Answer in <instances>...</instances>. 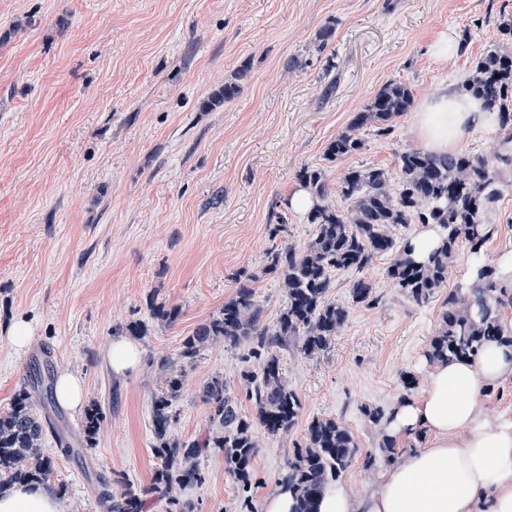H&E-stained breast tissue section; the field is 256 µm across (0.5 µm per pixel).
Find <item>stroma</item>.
Wrapping results in <instances>:
<instances>
[{"mask_svg":"<svg viewBox=\"0 0 512 512\" xmlns=\"http://www.w3.org/2000/svg\"><path fill=\"white\" fill-rule=\"evenodd\" d=\"M502 15H512V0H0V410L45 355L104 407L81 462L56 439H79L81 412L50 414L56 429L43 446L69 512H100L96 474L150 483L155 365L220 310L239 274L253 275L264 323L276 321L286 299L268 253L315 236L289 205L300 168H324L333 184L375 165L397 189L398 156L417 145L410 115L389 137L366 134L358 154L327 161L328 143L388 81L408 84L419 102L441 85L461 86L486 49L503 43ZM451 29L466 50L434 62L432 42ZM243 67L250 73L238 95L202 111L201 100ZM498 187L487 215L493 266L512 251L511 165L499 167ZM388 265L380 257L364 268L378 304L351 305L329 348L281 350L283 377L303 408L290 434L256 429L250 493L220 453L209 454L199 461L201 482L181 492L194 512H246L248 497L261 506L311 418L338 419L362 450L373 448L361 408L391 407L405 393L403 374L427 379L424 351L443 300H408ZM154 302L179 306V320L157 325ZM20 320L34 336L22 352L10 340ZM133 321L147 327L141 363L118 377L105 356ZM241 355L216 343L187 368L175 435L206 426L202 388L216 375L252 414Z\"/></svg>","mask_w":512,"mask_h":512,"instance_id":"1","label":"stroma"}]
</instances>
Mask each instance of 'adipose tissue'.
Segmentation results:
<instances>
[{
    "label": "adipose tissue",
    "instance_id": "ef3b65f1",
    "mask_svg": "<svg viewBox=\"0 0 512 512\" xmlns=\"http://www.w3.org/2000/svg\"><path fill=\"white\" fill-rule=\"evenodd\" d=\"M495 124L480 101L445 85L411 119L410 131L434 153ZM512 379V344L490 341L474 358L438 365L421 394L393 404L391 435L414 447L382 467L373 488L355 495L329 485L319 512H512V418L489 420L484 388ZM0 512H68L61 496L22 483L0 494Z\"/></svg>",
    "mask_w": 512,
    "mask_h": 512
}]
</instances>
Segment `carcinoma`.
I'll list each match as a JSON object with an SVG mask.
<instances>
[{
  "label": "carcinoma",
  "instance_id": "cac0c4a2",
  "mask_svg": "<svg viewBox=\"0 0 512 512\" xmlns=\"http://www.w3.org/2000/svg\"><path fill=\"white\" fill-rule=\"evenodd\" d=\"M226 82L202 103L212 110L233 99L239 82ZM466 91L484 107L497 113L499 133L492 157L467 153L432 154L409 148L399 155L400 186L389 188V176L378 166L352 168L329 187L324 169L305 166L297 175L303 189L315 198L308 221L316 234L303 250L286 244L270 252L268 270L275 273L286 297L276 324L262 321L250 281L237 278L235 293L221 310L184 338L177 360L162 358L157 364L163 385L151 406L152 453L156 467L147 486L99 476L100 512H145L148 499L166 500V512H193V505L177 492L202 480L198 460L211 452L224 455L228 472L248 491L253 462L258 452L254 424L272 435L286 434L297 424L302 410L299 394L283 378L277 350L293 344L310 355L328 348L349 317V306L330 298L332 273L361 272L373 259L390 256L387 276L409 299L420 303L445 287L448 266L459 243L469 244L477 276L464 288H450L435 335L425 351L429 366L438 361L476 356L492 340L512 343V326L503 311L512 308V281L497 275L486 262L485 246L493 236L486 215L498 202V162L512 163V52L500 46L486 50L465 84ZM412 89L405 83L387 82L359 112L345 131L326 149L329 161L357 154L365 141L357 131L378 137L393 132V122L410 111ZM437 224L446 233L442 247L425 263L408 257L396 230L409 224ZM351 303L372 307L378 302L373 285L362 277L349 285ZM151 316L163 326L177 322L180 309L163 303L150 304ZM217 341L247 350L257 366L240 375L253 402V417L244 415L227 394L224 378L212 377L202 390L210 406L207 430L185 441L172 432L173 406L181 395L186 367L201 351ZM40 399L46 409L54 404V379L50 360L36 367L31 382L15 394L9 407L0 411V493L12 485L34 481L49 484L54 461L44 454L45 423L35 408ZM362 412L376 433L375 450L362 454L352 431L334 418L314 417L306 425L302 441L295 444L284 464L279 487L293 492V512H318L326 488L338 481L359 458L364 467L398 461L407 448L387 434L389 417L382 408L363 406ZM106 416L98 403L91 404L81 421L83 439L90 444L101 431ZM121 490H112V484Z\"/></svg>",
  "mask_w": 512,
  "mask_h": 512
}]
</instances>
